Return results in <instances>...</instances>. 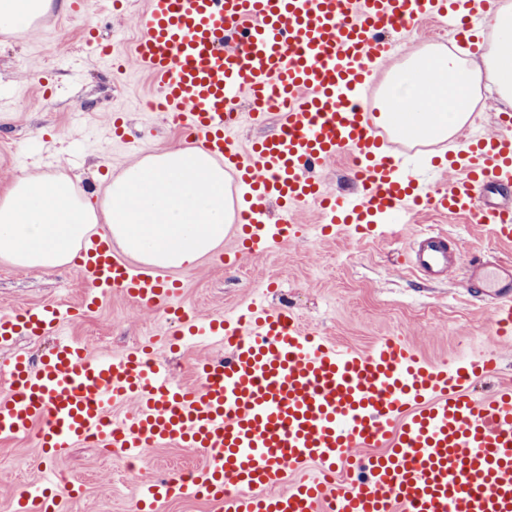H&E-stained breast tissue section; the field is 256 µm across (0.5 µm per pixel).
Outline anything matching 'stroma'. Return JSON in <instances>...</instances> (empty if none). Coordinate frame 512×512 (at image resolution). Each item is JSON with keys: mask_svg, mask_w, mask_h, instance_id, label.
<instances>
[{"mask_svg": "<svg viewBox=\"0 0 512 512\" xmlns=\"http://www.w3.org/2000/svg\"><path fill=\"white\" fill-rule=\"evenodd\" d=\"M140 0H82L80 10L51 6L41 23L13 33H0V186L17 175L64 174L102 199L106 185L155 148L181 140L171 115L151 109L154 86L136 61L132 47L138 35ZM93 32L101 44L113 47L124 68L116 72L91 52L83 38ZM400 52L384 66L389 80L409 56L419 50L448 49L434 27L424 25L410 34L393 33ZM122 116L128 140L112 136L113 116ZM462 139L432 145L402 147V167L433 187L444 180L435 155ZM297 234L263 257L225 263L234 240L227 231L214 254L195 267L174 271L181 284L179 302L202 317L233 312L252 300L296 314L318 335L342 346L367 350L380 340L400 338L435 363L457 355L498 351L500 369L481 379L476 393L512 383V343L493 334L492 305L471 297L464 273L445 280H423L407 269V257L417 233L443 229L457 241L464 256L494 259L512 255L486 227L426 210L409 217L404 230L385 236H361L356 230L322 235L316 208L301 211ZM86 291L76 265L47 273L19 268L0 258V309L23 310L43 303L66 305ZM174 326L157 311H144L115 291L76 324L61 333L84 343L95 355L119 357L136 345L152 341L156 355L189 387L200 381L198 359L216 358L224 346L215 340L172 349ZM41 453L38 433L25 438L0 436V512H12L18 493L41 481L44 471L57 477L56 492L82 488L73 512H135L142 479L164 478L201 463L204 456L173 444L156 446L127 470L121 453L104 455L79 446L63 457L45 459L44 469L33 461Z\"/></svg>", "mask_w": 512, "mask_h": 512, "instance_id": "obj_1", "label": "stroma"}]
</instances>
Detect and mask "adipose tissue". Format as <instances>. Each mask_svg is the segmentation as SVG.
Returning <instances> with one entry per match:
<instances>
[{"label": "adipose tissue", "mask_w": 512, "mask_h": 512, "mask_svg": "<svg viewBox=\"0 0 512 512\" xmlns=\"http://www.w3.org/2000/svg\"><path fill=\"white\" fill-rule=\"evenodd\" d=\"M494 39L483 57L492 88L512 108V0L490 11ZM413 57L398 69L379 107L381 121L421 143L452 136L470 117L477 69L457 58ZM223 164L198 146L173 145L128 166L94 207L80 180L16 176L0 192V256L15 266L51 269L71 263L96 225L132 259L188 269L224 241L233 216Z\"/></svg>", "instance_id": "adipose-tissue-1"}]
</instances>
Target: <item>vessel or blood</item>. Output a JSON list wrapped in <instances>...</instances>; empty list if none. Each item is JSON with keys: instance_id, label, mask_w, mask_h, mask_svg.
Listing matches in <instances>:
<instances>
[{"instance_id": "1", "label": "vessel or blood", "mask_w": 512, "mask_h": 512, "mask_svg": "<svg viewBox=\"0 0 512 512\" xmlns=\"http://www.w3.org/2000/svg\"><path fill=\"white\" fill-rule=\"evenodd\" d=\"M459 0H144L137 61L155 100L174 113L187 142L224 164L243 191L237 251L265 253L287 240L297 214L315 205L329 227L372 230L378 220L422 205L485 225L512 243V206L489 192L512 187V114L497 129L449 152L447 183L428 191L389 155L388 134L365 100L395 49L386 33L439 22L464 46L474 39ZM249 116L278 113L279 130L242 147L236 104ZM355 156V191L340 197L314 172ZM281 218L270 222L271 203ZM88 287L65 308L44 303L0 312V342L56 334L112 291L163 312L191 336L224 344L223 359L200 368L199 390L185 388L145 347L98 357L60 338L33 361L12 356L0 394V435L42 432L51 457L96 444L129 462L147 446L173 443L202 451L189 476L144 481L139 512L176 496L209 500L221 512H512V385L490 395L476 379L497 370L496 353L434 365L401 339L366 351L316 335L292 312L250 303L219 318L189 316L178 281L148 265L128 264L110 239L78 251ZM417 276L465 271L470 293L494 300L493 330L512 338V263L451 254L447 233L429 230L408 259ZM135 402L123 418L115 407ZM369 449L366 457L357 456ZM45 484L25 487L16 512H59Z\"/></svg>"}]
</instances>
